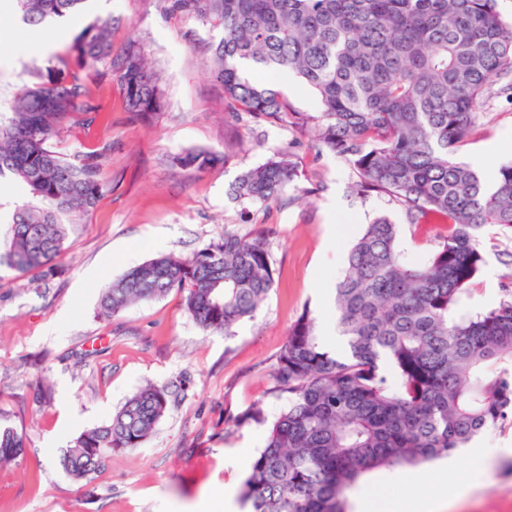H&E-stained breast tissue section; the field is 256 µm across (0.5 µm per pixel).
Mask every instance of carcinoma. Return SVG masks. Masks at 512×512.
Listing matches in <instances>:
<instances>
[{
  "instance_id": "obj_1",
  "label": "carcinoma",
  "mask_w": 512,
  "mask_h": 512,
  "mask_svg": "<svg viewBox=\"0 0 512 512\" xmlns=\"http://www.w3.org/2000/svg\"><path fill=\"white\" fill-rule=\"evenodd\" d=\"M167 9L222 31L211 43L212 80L233 112L281 120L283 94L251 81L241 64L293 73L319 96V145L352 166L356 191H381L407 221L448 225L420 265L397 249L398 225L379 217L351 246L336 288L345 353L329 351L309 312L291 326L269 373L287 403L269 423L265 447L242 482L251 512H348L347 492L375 469L414 466L465 448L512 423V291L498 306L456 316L484 263L479 234L512 230V164L487 188L456 160L495 82L512 78V19L498 0H166ZM85 0H17L25 23L81 10ZM14 96L0 123V177L9 174L44 203L14 216L4 264L21 276L49 272L67 249L60 215L93 208L102 193L98 155L67 157L52 147L61 123L96 111L83 72L116 74L128 107L148 118L164 106L160 75L136 43L112 56L108 25L74 40ZM220 157L191 150L181 167L210 170ZM298 177L289 153L241 173L232 195L272 203ZM266 240L224 231L189 260L150 259L105 287L110 317L129 305L184 294L204 331L230 334L273 288ZM172 394L147 385L112 418L83 432L60 458L76 480L100 471L116 451L140 447ZM24 438L0 428V465Z\"/></svg>"
}]
</instances>
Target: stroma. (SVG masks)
Listing matches in <instances>:
<instances>
[{
    "label": "stroma",
    "instance_id": "obj_1",
    "mask_svg": "<svg viewBox=\"0 0 512 512\" xmlns=\"http://www.w3.org/2000/svg\"><path fill=\"white\" fill-rule=\"evenodd\" d=\"M163 5L88 0L68 30L73 38L94 22H109L116 55L137 41L162 77L166 105L140 121L127 112L116 76L92 77L97 111L64 125L52 145L67 156L103 152L102 197L92 211L63 216L69 247L51 276L22 277L0 266V427L26 440L23 453L0 466V512H195L204 497L223 512L225 487L240 489L266 439L265 426L239 427L233 419L254 407L269 418L278 413L270 367L302 312H310L320 336L335 325V289L351 243L385 215L399 226L404 261L419 264L444 231L434 222L407 223L385 194H356L349 162L319 150L312 132L293 118L271 122L228 112L209 75L208 43L220 31ZM50 34V27L27 25L15 0H0V120L29 69L55 63L37 49ZM250 76L279 89L301 115L319 114L317 95L296 77L260 69ZM192 149L211 150L222 161L206 172L177 166L176 157ZM284 149L298 176L278 201L231 196L241 172ZM483 153L488 160L479 175L488 183L512 161L510 92L491 98L457 158L468 164ZM35 203L26 184L0 177V245L16 210ZM228 229L263 234L275 268L256 317L235 325L231 335L203 332L176 290L100 315L101 289L131 268L159 255L190 257L222 241ZM480 245L486 262L459 307L466 315L497 306L512 289V232L486 228ZM91 268L99 276L85 279ZM149 383L168 387L173 399L148 440L112 453L87 479L66 474L59 459L73 440L107 422ZM38 387L48 397L36 404ZM473 444L499 454L490 461L455 455V477L480 469L485 479L449 512H512V428L479 435ZM435 468L417 466V485L401 468L373 470L364 483L381 500H406L421 490L442 496L448 484Z\"/></svg>",
    "mask_w": 512,
    "mask_h": 512
}]
</instances>
